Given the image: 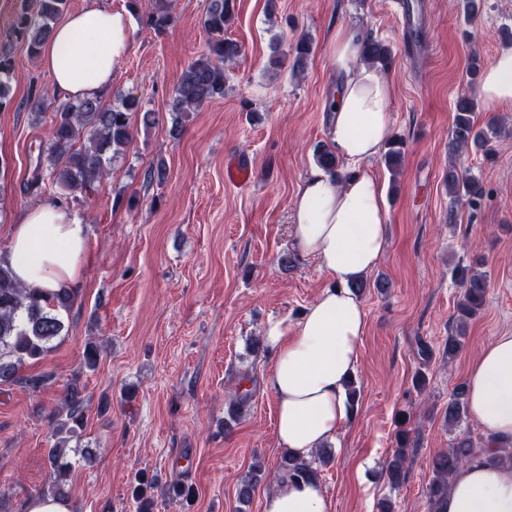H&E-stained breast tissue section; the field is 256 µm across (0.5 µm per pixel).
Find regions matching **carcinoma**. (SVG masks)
<instances>
[{"label":"carcinoma","instance_id":"cac0c4a2","mask_svg":"<svg viewBox=\"0 0 512 512\" xmlns=\"http://www.w3.org/2000/svg\"><path fill=\"white\" fill-rule=\"evenodd\" d=\"M68 0H37L36 10H31L28 0H21V7L12 23V36L24 44L32 56L40 54L50 38L54 24L64 12ZM233 17L232 0H204L202 24L209 35L207 51L185 68L175 85L172 132H180L183 119L190 112L207 101L224 97V64L234 61L240 54V45L224 37V27ZM172 21L170 0H157L156 6L147 16V25L155 31H162ZM312 53V40L306 36L298 38L291 46L292 73L304 71ZM361 57L364 62L387 67L391 51L379 40H365ZM13 60L9 53L0 50V110L12 104L10 78ZM53 125L50 140L38 157L36 171L30 187H40V171L50 172L52 186L77 201L80 195L95 189L108 175L109 160L122 154L133 138V118L140 117L143 127L159 123V113L142 109L139 99L131 95L112 103L98 97L66 99L53 107ZM497 134L494 127L484 131L477 128L475 103L466 95L455 102V113L449 138L450 153L459 158L468 150L482 152L490 158L487 134ZM404 142L395 137L387 143L383 154L384 164L393 173L397 172L404 158ZM314 161L317 166L346 177L340 169V161L333 147L327 143L316 146ZM448 195L467 198L474 202L482 197L484 188L480 180L462 170L460 163L453 160L444 173ZM455 277L462 289V300L457 304V315L453 320L444 352L448 361H453L464 346V339L470 320L481 310L489 288L487 275L470 267H457ZM76 301L71 288L58 292L43 293L28 288L14 278L9 266L0 263V386L24 385L37 391L52 381V375L26 377L22 374L25 364L44 357L51 344L63 336L65 324L62 314L68 312ZM101 347L95 341L85 345L83 367L88 371L97 368ZM467 386L459 384L448 400L445 420L452 431L460 427L467 417ZM250 394L236 396L229 403L224 425L236 422L248 405ZM86 398L84 389L72 382L65 389L60 406L54 414L55 425L51 438L53 445L48 451V462L53 475L52 494L64 496V485L72 469V463L64 457V448L84 427ZM411 444V430L402 428L397 434V446L386 475L388 482L397 485L404 479V462ZM492 442L478 440L469 432L456 434L449 448L434 458V477L429 487V512H441V504L448 495L453 475L463 465L489 452ZM331 454L319 449L309 460L284 456L280 472L291 478L319 479L317 464L327 465ZM262 469L256 465L249 476L240 484L238 498L248 502L262 479ZM153 482L143 475L136 477L133 498L137 512H153L154 495L150 494Z\"/></svg>","mask_w":512,"mask_h":512}]
</instances>
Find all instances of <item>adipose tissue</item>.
Returning <instances> with one entry per match:
<instances>
[{"instance_id": "1", "label": "adipose tissue", "mask_w": 512, "mask_h": 512, "mask_svg": "<svg viewBox=\"0 0 512 512\" xmlns=\"http://www.w3.org/2000/svg\"><path fill=\"white\" fill-rule=\"evenodd\" d=\"M132 24L121 11L91 6L59 23L41 52L56 91L67 98L102 97L128 53ZM366 35L337 30L332 60L343 79L328 102L327 136L337 156L354 167L336 179L311 168L293 201L292 242L334 280L295 322H267L263 336L273 362L267 384L276 399V437L281 448L309 458L335 441L350 419L347 382L360 357L366 313L350 282L380 262L387 213L384 188L362 163L389 138L386 106L392 85L378 69L357 65ZM480 95L488 108L512 103V49H502L485 69ZM87 227L58 204L29 209L15 224L6 251L17 280L55 291L72 287L81 274ZM468 408L494 445L512 443V331L496 336L470 365ZM263 512H332L319 482L278 479ZM444 512H512V464L482 459L454 475Z\"/></svg>"}]
</instances>
